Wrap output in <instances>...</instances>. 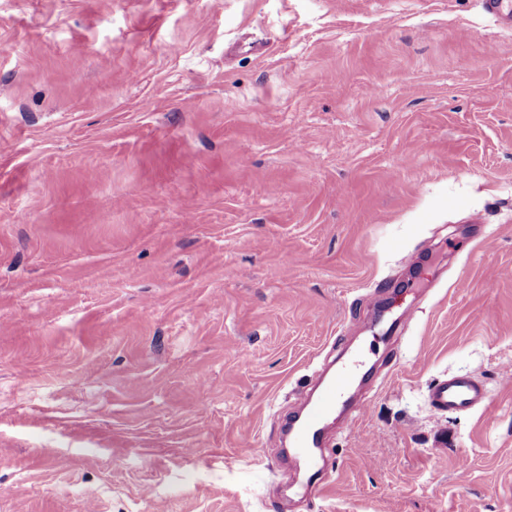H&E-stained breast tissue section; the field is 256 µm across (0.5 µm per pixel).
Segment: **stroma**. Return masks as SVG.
<instances>
[{
  "mask_svg": "<svg viewBox=\"0 0 512 512\" xmlns=\"http://www.w3.org/2000/svg\"><path fill=\"white\" fill-rule=\"evenodd\" d=\"M342 352L370 405L296 509L280 423ZM0 512H512V29L0 0ZM430 404L438 411L487 408L485 393L475 382L464 377H453L435 386L429 393Z\"/></svg>",
  "mask_w": 512,
  "mask_h": 512,
  "instance_id": "1",
  "label": "stroma"
}]
</instances>
